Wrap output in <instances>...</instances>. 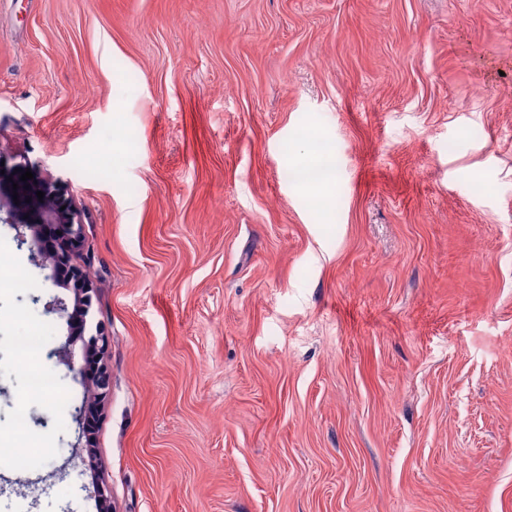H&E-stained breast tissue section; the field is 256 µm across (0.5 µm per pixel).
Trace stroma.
Here are the masks:
<instances>
[{
  "instance_id": "1",
  "label": "stroma",
  "mask_w": 512,
  "mask_h": 512,
  "mask_svg": "<svg viewBox=\"0 0 512 512\" xmlns=\"http://www.w3.org/2000/svg\"><path fill=\"white\" fill-rule=\"evenodd\" d=\"M44 206L108 338L91 442ZM1 249L0 446L26 402L42 452L0 512H97L92 461L112 512H512V0H0ZM311 155L307 160V163L300 165L295 170L296 171H312V172H318V171H329L330 175L327 178L323 179H313L312 185L313 190L324 192L326 191L332 183H334L336 178V165L335 161L332 156H324L317 153H314L311 149ZM42 219L43 222L41 224L15 225L19 230V233L17 234V241L20 246L27 243V235L24 231H21L22 228L31 233L33 245L38 252V256H35L36 261L43 269H52L54 275L53 278L52 276H47L46 280H52L55 285H57L54 280L56 277L55 270H57V267L67 258L68 249L73 245H80L82 238V224H75L74 221L66 222L61 220L58 212L54 208L50 207H45L42 210ZM45 227L53 228L55 233L56 231L61 232L59 240L63 244L60 251L46 253L44 255L41 253L38 238ZM16 267L17 262L12 255L0 252V292H25L32 288V284L27 277L15 272Z\"/></svg>"
}]
</instances>
